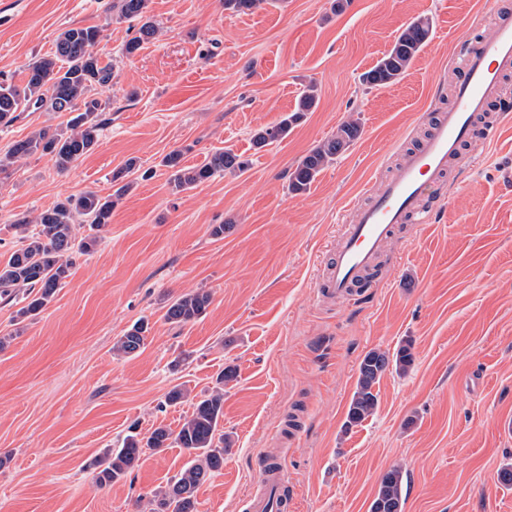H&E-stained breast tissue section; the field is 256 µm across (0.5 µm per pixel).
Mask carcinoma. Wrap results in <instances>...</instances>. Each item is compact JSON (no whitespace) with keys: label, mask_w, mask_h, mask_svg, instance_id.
Listing matches in <instances>:
<instances>
[{"label":"carcinoma","mask_w":512,"mask_h":512,"mask_svg":"<svg viewBox=\"0 0 512 512\" xmlns=\"http://www.w3.org/2000/svg\"><path fill=\"white\" fill-rule=\"evenodd\" d=\"M148 0H119V17L141 22L137 35L124 47L128 55L138 51L142 44L155 37L157 26L146 16ZM429 25L424 20L409 24L396 38L390 52L371 70L364 73L363 83L384 87L400 80L410 68L417 54L426 44ZM100 37L96 26L70 27L56 40L50 57H40L27 66L26 79L17 85L0 81V127L11 125L18 113L26 110L66 112L67 131L42 128L32 136L19 141L0 160V174L20 160L40 153L51 157L55 167L63 172L80 158L92 152L99 142L104 125L102 114L110 108V101L90 95L95 87L112 84L113 66L103 63L93 52ZM316 99L315 86H308L298 106L253 137L258 148L288 136L294 125L309 111ZM361 134L358 121L343 123L336 135L313 148L297 164L289 177V190L302 194L323 168L347 149ZM162 166L171 170L168 184L173 193L193 189L226 169L242 171L246 162L230 151L214 154L206 163L183 165V153L173 150L165 155ZM115 201L112 196H101L88 191L69 196L53 207L39 213L30 228L27 220L12 225L21 247L0 263V295L10 297L22 293L26 305L17 316L24 320L38 315L70 276L69 255L74 250L91 251L98 237L89 235L77 239L75 217L82 216L91 228L102 230L112 219ZM210 293L195 291L172 298L166 304L165 319L176 325H185L198 319L209 306ZM148 324H134L114 344V350L125 356L140 352L146 341ZM415 361L411 342L407 341L389 353L368 351L359 362L358 377L346 417V426L361 423L377 408L374 386L380 377L394 368L407 373ZM237 376L232 365L224 367L216 376L210 393L192 403V412L178 430L166 426L154 428L149 435L130 434L122 447L107 450L97 461L96 485L105 487L126 476L138 466L146 450L167 448L176 444L193 454V459L175 477L174 481L152 501L151 512H198L196 492L213 473L224 466V450L230 447L229 436L219 432L224 419V385ZM403 472L390 469L382 478L370 512H403Z\"/></svg>","instance_id":"cac0c4a2"}]
</instances>
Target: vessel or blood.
Instances as JSON below:
<instances>
[{
	"mask_svg": "<svg viewBox=\"0 0 512 512\" xmlns=\"http://www.w3.org/2000/svg\"><path fill=\"white\" fill-rule=\"evenodd\" d=\"M455 45L451 102L428 113L426 136L403 150L394 174L354 209L318 278L319 300L354 297L374 287L371 274L381 252L400 225L430 222L433 199L445 186L451 165L462 162L463 147L480 120L489 119L490 130L497 133L512 118V95L506 91L512 75V10H496L488 40L463 27ZM261 471L260 489L246 500L249 512H294L295 501L282 496L286 478L279 462L262 459Z\"/></svg>",
	"mask_w": 512,
	"mask_h": 512,
	"instance_id": "b4317fda",
	"label": "vessel or blood"
}]
</instances>
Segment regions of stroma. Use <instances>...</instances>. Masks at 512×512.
<instances>
[{
	"instance_id": "obj_1",
	"label": "stroma",
	"mask_w": 512,
	"mask_h": 512,
	"mask_svg": "<svg viewBox=\"0 0 512 512\" xmlns=\"http://www.w3.org/2000/svg\"><path fill=\"white\" fill-rule=\"evenodd\" d=\"M118 0H0V80L23 83L29 61L51 55L66 28L95 26L94 47L115 76L94 151L59 172L32 155L0 174V261L12 229L64 198L114 193L128 159L131 188L96 249L76 257L45 310L16 322L22 302L0 298V512H146L190 461L177 445L148 451L106 487L94 460L131 427H176L190 404L168 407L186 384L209 390L224 366L232 445L223 468L196 492L199 512H245L262 482L259 462L278 453L297 512H370L383 474L401 468L404 512H512V131L477 132L469 172L452 184L432 224L404 225L382 258L378 287L355 303L321 304L320 263L348 221L425 132L436 77L456 30L491 36L493 9L512 0H264L236 11L224 0H149L155 39L133 55L135 34ZM429 39L399 81L370 88L362 76L410 23ZM316 85V104L284 139L253 135L292 112ZM360 137L302 194L289 175L345 121ZM64 112H23L0 129V158ZM205 162L225 150L244 171L217 173L172 194L161 164L173 150ZM224 224L222 237L212 225ZM210 292L196 321L164 318L167 299ZM147 321L138 355L112 345ZM411 341L415 363L386 372L378 405L346 427L360 360Z\"/></svg>"
}]
</instances>
